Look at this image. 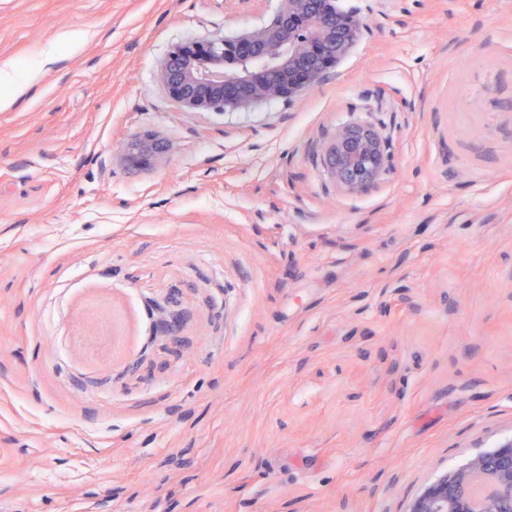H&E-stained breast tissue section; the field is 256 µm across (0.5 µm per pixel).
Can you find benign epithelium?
Segmentation results:
<instances>
[{
	"mask_svg": "<svg viewBox=\"0 0 512 512\" xmlns=\"http://www.w3.org/2000/svg\"><path fill=\"white\" fill-rule=\"evenodd\" d=\"M367 24L338 0H280L270 22L236 37L176 45L160 78L188 110H226L270 99H296L321 84L362 38ZM168 152L159 137L134 138L120 149L128 168L151 165ZM324 163L336 187L365 192L385 169L381 136L370 125L336 130ZM408 512H512V441L481 452L428 484Z\"/></svg>",
	"mask_w": 512,
	"mask_h": 512,
	"instance_id": "7a95c632",
	"label": "benign epithelium"
}]
</instances>
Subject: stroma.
<instances>
[{
	"label": "stroma",
	"instance_id": "1",
	"mask_svg": "<svg viewBox=\"0 0 512 512\" xmlns=\"http://www.w3.org/2000/svg\"><path fill=\"white\" fill-rule=\"evenodd\" d=\"M279 4L0 0V512H407L512 440V0H341L302 97L171 98L172 46ZM324 163L337 188L348 193L365 192L385 169L383 140L370 125L342 126L325 148ZM168 152L166 141L159 137L145 136L134 138L120 149V161L131 169L150 166Z\"/></svg>",
	"mask_w": 512,
	"mask_h": 512
}]
</instances>
